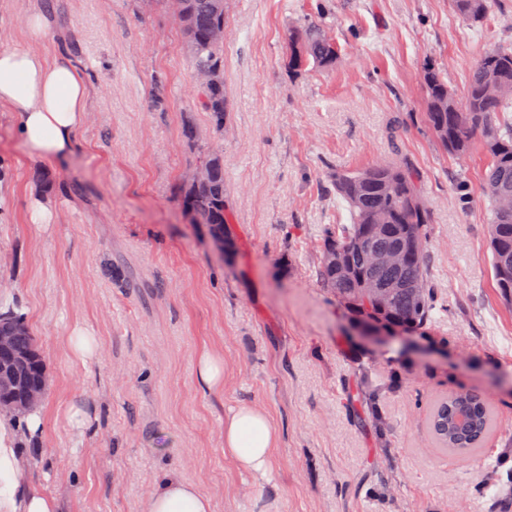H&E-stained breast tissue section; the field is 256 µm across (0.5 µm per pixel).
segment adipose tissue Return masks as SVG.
I'll use <instances>...</instances> for the list:
<instances>
[{
  "instance_id": "adipose-tissue-1",
  "label": "adipose tissue",
  "mask_w": 512,
  "mask_h": 512,
  "mask_svg": "<svg viewBox=\"0 0 512 512\" xmlns=\"http://www.w3.org/2000/svg\"><path fill=\"white\" fill-rule=\"evenodd\" d=\"M89 98L85 74L68 54L48 58L27 46L0 47V109L12 113L13 136L29 163H58L77 151ZM40 428L34 413L21 427L0 419V512H57L55 498L19 478L17 441ZM277 439L257 406L241 405L224 419V452L242 469L266 470ZM143 512H212V502L192 482L170 478L146 499Z\"/></svg>"
}]
</instances>
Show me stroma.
Listing matches in <instances>:
<instances>
[{
  "mask_svg": "<svg viewBox=\"0 0 512 512\" xmlns=\"http://www.w3.org/2000/svg\"><path fill=\"white\" fill-rule=\"evenodd\" d=\"M40 0H0V46L27 44ZM57 36L92 88L81 146L34 168L0 112L13 187L0 222V305L25 314L46 364L42 430L21 443V477L58 512H143L168 477L212 512H512V305L490 264L489 160L448 155L423 124L421 71L463 94L483 48L512 44V0L483 23L451 0H232L224 39V182L233 259L192 223L177 188L197 160L184 125L208 132L179 27L139 0H49ZM322 23L339 56L288 67L291 31ZM401 155L417 169L437 293L425 334L362 335L314 270L320 231L348 212L328 175ZM50 180L57 221L31 223ZM99 353L73 358L74 327ZM224 357V391L196 385L200 355ZM479 391L493 423L465 456L429 429L434 404ZM265 409L279 431L266 471L224 453V418ZM79 404L90 424L72 430Z\"/></svg>",
  "mask_w": 512,
  "mask_h": 512,
  "instance_id": "35a3bbf8",
  "label": "stroma"
}]
</instances>
